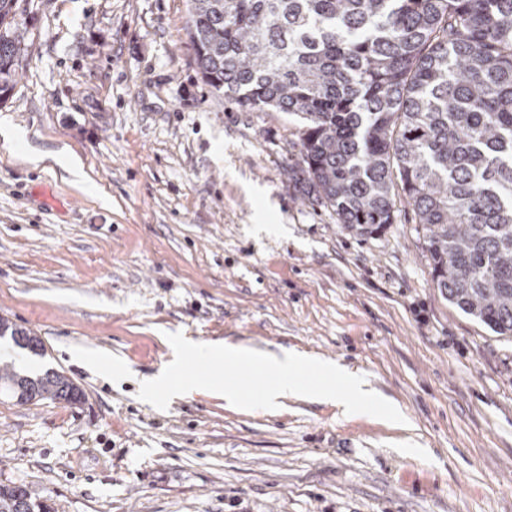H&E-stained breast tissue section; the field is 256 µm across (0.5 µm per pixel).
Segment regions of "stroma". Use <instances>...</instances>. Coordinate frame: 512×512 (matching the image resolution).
Returning <instances> with one entry per match:
<instances>
[{"label":"stroma","mask_w":512,"mask_h":512,"mask_svg":"<svg viewBox=\"0 0 512 512\" xmlns=\"http://www.w3.org/2000/svg\"><path fill=\"white\" fill-rule=\"evenodd\" d=\"M189 8L26 4L0 102V316L45 354L0 350L84 398L0 396V484L51 512H512V338L444 298L403 194L370 238L305 200L290 174L300 119L205 84ZM175 332L360 370L407 426L203 392L157 409L135 377L171 360ZM115 365L132 378L112 379Z\"/></svg>","instance_id":"obj_1"}]
</instances>
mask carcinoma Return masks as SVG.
I'll list each match as a JSON object with an SVG mask.
<instances>
[{
  "mask_svg": "<svg viewBox=\"0 0 512 512\" xmlns=\"http://www.w3.org/2000/svg\"><path fill=\"white\" fill-rule=\"evenodd\" d=\"M187 35L204 82L238 106L298 117L313 205L370 237L395 221L400 187L448 302L512 336V0H190ZM22 0H0V98L18 77ZM42 356L0 317V339ZM18 405L74 403L52 369L0 362ZM0 512H47L0 485Z\"/></svg>",
  "mask_w": 512,
  "mask_h": 512,
  "instance_id": "carcinoma-1",
  "label": "carcinoma"
}]
</instances>
